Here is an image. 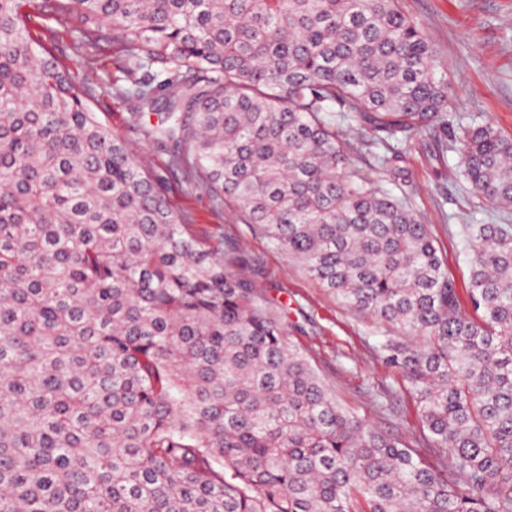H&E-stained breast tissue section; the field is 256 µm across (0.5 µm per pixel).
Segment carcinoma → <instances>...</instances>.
I'll return each instance as SVG.
<instances>
[{"label": "carcinoma", "mask_w": 512, "mask_h": 512, "mask_svg": "<svg viewBox=\"0 0 512 512\" xmlns=\"http://www.w3.org/2000/svg\"><path fill=\"white\" fill-rule=\"evenodd\" d=\"M112 30L134 120L380 344L438 449L340 405L246 252L207 246L33 36ZM155 64L165 78L140 73ZM400 0H0V512H512V224H466L470 308L392 183L412 137L512 207V136L448 129ZM338 113L339 120L331 118Z\"/></svg>", "instance_id": "cac0c4a2"}]
</instances>
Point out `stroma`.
Segmentation results:
<instances>
[{"label": "stroma", "mask_w": 512, "mask_h": 512, "mask_svg": "<svg viewBox=\"0 0 512 512\" xmlns=\"http://www.w3.org/2000/svg\"><path fill=\"white\" fill-rule=\"evenodd\" d=\"M401 7L446 63L450 120L488 121L512 134V0H401ZM47 26L55 34V54L70 73H93V109L150 169L163 175L170 205L181 221L206 243L244 244L272 296L287 308L288 320L296 326L294 342L339 403L398 435L423 458L434 459L414 402L377 350L378 341L394 335V328L344 306L302 263L244 223L232 205L214 200L196 172L169 168L167 151L146 140L133 123L134 102L112 91L120 73L111 38L83 49L72 25L52 19ZM433 142L428 134L414 139L404 162L408 180L396 193L429 224L449 273L463 288L469 278L470 244L461 225L512 224V208L486 203L462 177L435 178L428 153Z\"/></svg>", "instance_id": "35a3bbf8"}]
</instances>
